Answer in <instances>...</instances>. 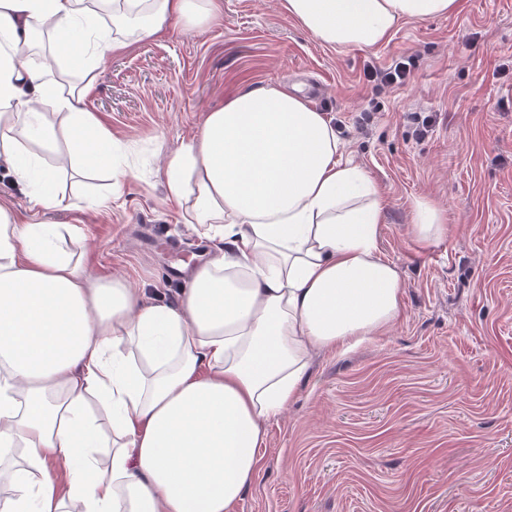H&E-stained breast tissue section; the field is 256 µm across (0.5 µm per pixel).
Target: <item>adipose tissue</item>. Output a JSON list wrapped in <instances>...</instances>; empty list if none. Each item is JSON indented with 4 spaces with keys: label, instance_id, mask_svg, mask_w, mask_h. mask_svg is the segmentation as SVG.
Wrapping results in <instances>:
<instances>
[{
    "label": "adipose tissue",
    "instance_id": "obj_1",
    "mask_svg": "<svg viewBox=\"0 0 512 512\" xmlns=\"http://www.w3.org/2000/svg\"><path fill=\"white\" fill-rule=\"evenodd\" d=\"M0 0V164L59 203L50 114L78 170L112 171L85 108L93 60L121 48L98 23L150 36L223 0ZM319 43L372 48L457 0H281ZM86 81L65 88L68 70ZM335 127L295 91L239 92L168 160L170 200L219 241L177 306L120 278L89 280L58 246L71 225L18 223L0 205V512H231L261 465V423L287 409L313 359L398 319L402 287L377 253L383 206ZM63 460L58 481L50 461Z\"/></svg>",
    "mask_w": 512,
    "mask_h": 512
}]
</instances>
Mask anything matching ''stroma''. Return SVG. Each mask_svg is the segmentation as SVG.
<instances>
[{
	"label": "stroma",
	"instance_id": "obj_1",
	"mask_svg": "<svg viewBox=\"0 0 512 512\" xmlns=\"http://www.w3.org/2000/svg\"><path fill=\"white\" fill-rule=\"evenodd\" d=\"M124 40L86 100L117 146V175L65 170L61 205L44 209L0 168V203L19 222L79 228L64 247L86 278L115 275L176 303L185 283L169 267L206 261L217 243L167 201L166 163L206 112L247 89L322 80L315 110L383 199L378 254L399 271L400 317L315 356L288 409L263 421L262 466L233 512H512V71L500 70L512 0H460L373 48L318 43L281 0H224L201 26ZM403 57L411 81L373 92L365 70ZM414 112L433 120L419 141ZM417 199L442 208L447 238L413 237Z\"/></svg>",
	"mask_w": 512,
	"mask_h": 512
}]
</instances>
